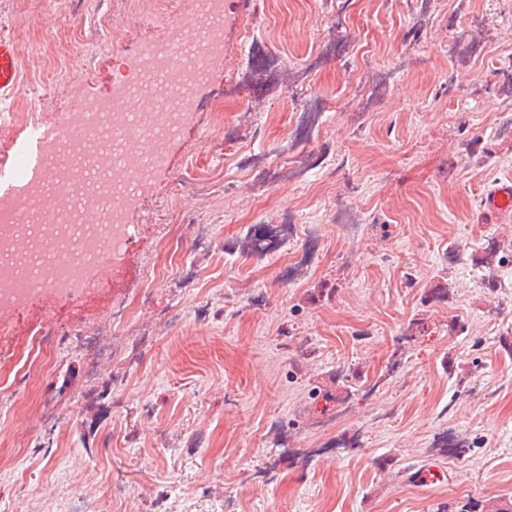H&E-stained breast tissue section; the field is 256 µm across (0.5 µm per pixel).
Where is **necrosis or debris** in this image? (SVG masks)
Returning a JSON list of instances; mask_svg holds the SVG:
<instances>
[{"instance_id":"1","label":"necrosis or debris","mask_w":512,"mask_h":512,"mask_svg":"<svg viewBox=\"0 0 512 512\" xmlns=\"http://www.w3.org/2000/svg\"><path fill=\"white\" fill-rule=\"evenodd\" d=\"M224 0H193L198 36L184 44L177 28L150 41L140 61H128L106 97L89 113L64 114L55 138L31 123L44 170L15 162L12 183L0 193V310L29 306L36 288L58 298L80 295L84 275L64 268L82 257L95 263L106 249L130 240L131 201L166 156L167 144L197 105L194 91L206 67L224 60ZM152 109L129 115L133 95ZM58 192L49 196L46 185Z\"/></svg>"}]
</instances>
